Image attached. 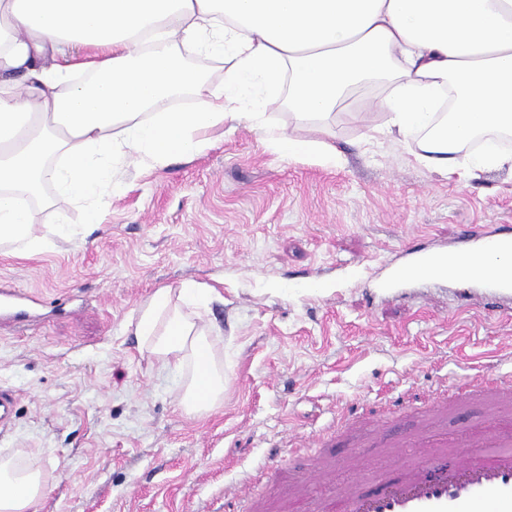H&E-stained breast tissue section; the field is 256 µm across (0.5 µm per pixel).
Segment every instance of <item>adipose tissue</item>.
Here are the masks:
<instances>
[{
  "label": "adipose tissue",
  "mask_w": 512,
  "mask_h": 512,
  "mask_svg": "<svg viewBox=\"0 0 512 512\" xmlns=\"http://www.w3.org/2000/svg\"><path fill=\"white\" fill-rule=\"evenodd\" d=\"M179 44L229 61L223 93L180 63ZM77 46L96 53L83 59ZM76 71L100 79L72 81ZM373 78L386 82L374 136L421 133L416 161L448 177L512 169V154L491 147L458 159L475 132L512 130V0H0V246L27 257L66 236L32 223L44 182L79 201L117 195L119 161L194 157L225 122H259L255 100L283 87L315 135L271 127L269 143L335 161L329 119ZM186 92L203 98L195 111L168 108ZM211 295L193 281L157 289L134 325L163 369L192 367L181 398L192 414L224 396V369L187 311ZM43 496L38 471L0 462V512H38Z\"/></svg>",
  "instance_id": "1"
}]
</instances>
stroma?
<instances>
[{
    "mask_svg": "<svg viewBox=\"0 0 512 512\" xmlns=\"http://www.w3.org/2000/svg\"><path fill=\"white\" fill-rule=\"evenodd\" d=\"M381 90L365 81L340 100L334 163L283 157L264 126L228 123L193 158H127L123 194L84 234L0 251V289L38 299L31 321L0 309V388L15 397L0 460L40 471V512H322L355 476L351 449L366 472L397 470L386 445L421 427L429 396L512 374V300L444 278L377 286L406 249L512 225V170L451 180L415 161L418 137L368 139ZM85 210L51 185L33 222L80 225ZM186 280L216 291L197 314L224 401L203 416L183 411L181 377L133 333L141 303ZM390 397L410 401L392 425L340 429L348 409L379 418ZM318 456L327 480L289 501Z\"/></svg>",
    "mask_w": 512,
    "mask_h": 512,
    "instance_id": "stroma-1",
    "label": "stroma"
}]
</instances>
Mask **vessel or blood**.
Returning a JSON list of instances; mask_svg holds the SVG:
<instances>
[{
    "mask_svg": "<svg viewBox=\"0 0 512 512\" xmlns=\"http://www.w3.org/2000/svg\"><path fill=\"white\" fill-rule=\"evenodd\" d=\"M468 261L466 283L507 298L512 296V227L504 225L454 249L410 250L403 262L390 265L381 286L397 287ZM471 401H486L491 410L472 431L453 438L418 431L409 444L415 454L402 469L374 477L375 490L355 482L343 488L337 512H512V432L501 422L512 409V379L465 382L446 395L428 400L426 417H443Z\"/></svg>",
    "mask_w": 512,
    "mask_h": 512,
    "instance_id": "1",
    "label": "vessel or blood"
}]
</instances>
